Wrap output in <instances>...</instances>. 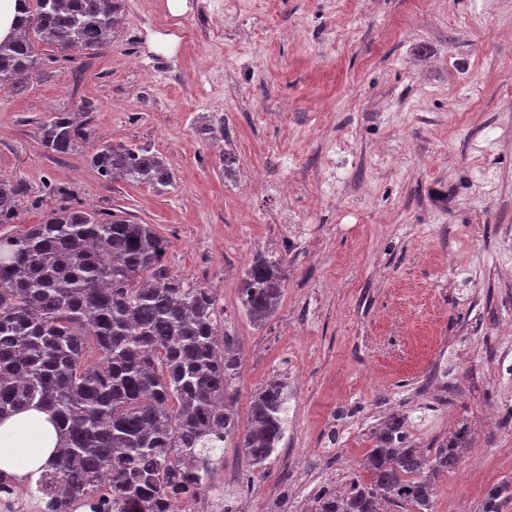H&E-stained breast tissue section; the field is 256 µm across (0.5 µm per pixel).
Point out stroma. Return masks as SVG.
<instances>
[{
  "label": "stroma",
  "instance_id": "stroma-1",
  "mask_svg": "<svg viewBox=\"0 0 512 512\" xmlns=\"http://www.w3.org/2000/svg\"><path fill=\"white\" fill-rule=\"evenodd\" d=\"M124 0L99 55L43 48L28 93H0V178L29 189L20 234L59 190L101 213L152 225L172 274L217 299L243 353L230 391L240 423L271 378L288 383V428L267 476L235 442L224 481L241 512H299L347 482L399 414L417 447L459 424L472 448L439 485L434 512H476L512 481V0ZM172 34V51L151 39ZM92 108L99 140L168 160L165 192L106 182L86 152L51 157L45 113ZM223 122L219 149L197 133ZM283 259L264 327L245 316L242 271ZM454 398L426 409L431 368Z\"/></svg>",
  "mask_w": 512,
  "mask_h": 512
}]
</instances>
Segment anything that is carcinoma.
<instances>
[{"mask_svg": "<svg viewBox=\"0 0 512 512\" xmlns=\"http://www.w3.org/2000/svg\"><path fill=\"white\" fill-rule=\"evenodd\" d=\"M19 36L0 41V92L24 94L43 65L42 43L66 60L94 56L118 31L120 0H24ZM90 110L49 112L40 142L52 155L95 139ZM88 156L103 179L172 185L166 159L147 147L102 142ZM62 201L19 235L0 234V418L37 407L55 419L60 443L44 470L52 488L91 494L108 474L120 498L146 502L177 476L205 479L238 441L265 475L288 427V384L272 381L253 398L246 427L225 405L238 361L220 338L216 300L171 274L167 242L149 224ZM27 187L0 179V225L19 220ZM281 260L258 253L241 277V305L255 325L281 295ZM392 416L350 491L316 497V512H432L436 475L462 463L461 425L426 455L400 437ZM512 481L491 487L479 512H502Z\"/></svg>", "mask_w": 512, "mask_h": 512, "instance_id": "1", "label": "carcinoma"}]
</instances>
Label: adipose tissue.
<instances>
[{"mask_svg": "<svg viewBox=\"0 0 512 512\" xmlns=\"http://www.w3.org/2000/svg\"><path fill=\"white\" fill-rule=\"evenodd\" d=\"M59 435L50 416L29 408L0 419V469L24 477L39 474L55 454Z\"/></svg>", "mask_w": 512, "mask_h": 512, "instance_id": "1", "label": "adipose tissue"}]
</instances>
